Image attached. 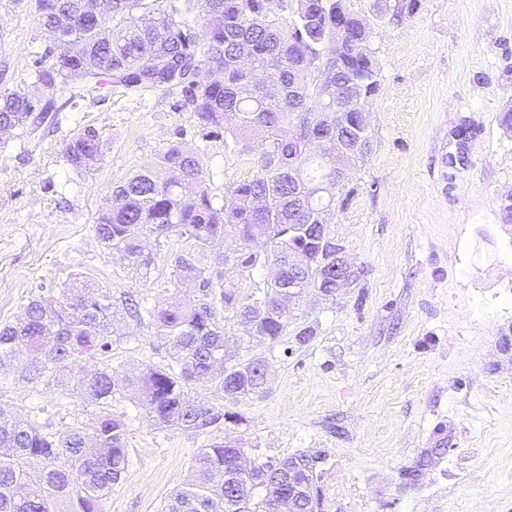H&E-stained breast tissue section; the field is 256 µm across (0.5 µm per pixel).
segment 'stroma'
Segmentation results:
<instances>
[{
	"label": "stroma",
	"mask_w": 512,
	"mask_h": 512,
	"mask_svg": "<svg viewBox=\"0 0 512 512\" xmlns=\"http://www.w3.org/2000/svg\"><path fill=\"white\" fill-rule=\"evenodd\" d=\"M372 47L380 86L366 109L371 149L345 183L331 229L357 283L326 300L306 289L292 300L288 333L248 342L227 322L228 345L269 365L266 395L233 405L239 422L210 433L156 428L127 398L128 465L103 512H161L190 472L197 448L242 440L248 455L322 453L324 512H512V0H389ZM47 35L29 0H0L1 85L38 97L32 72ZM177 92L107 87L86 95L62 128L38 138L0 136V326L39 287L61 291L81 278L114 301H188L172 275L175 241L155 247L148 280L136 278L96 236L115 185L153 160L194 118ZM98 128L102 157L76 172L63 132ZM207 187L222 197L249 169L246 155L211 143ZM309 326L313 338L297 342ZM112 370L165 359L154 326L125 320ZM18 411L73 422L53 387L0 394Z\"/></svg>",
	"instance_id": "stroma-1"
}]
</instances>
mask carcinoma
Segmentation results:
<instances>
[{
	"label": "carcinoma",
	"instance_id": "obj_1",
	"mask_svg": "<svg viewBox=\"0 0 512 512\" xmlns=\"http://www.w3.org/2000/svg\"><path fill=\"white\" fill-rule=\"evenodd\" d=\"M43 28L59 27L61 41L40 53L35 82L51 97L32 103L27 93L0 90V130L26 138L59 124L84 94L111 82L128 90H176L181 108L196 120L201 140H223L253 156L255 170L215 201L206 186V149L171 142L154 161L132 173L97 215L95 233L140 279L154 254L145 238H176L173 276L190 285L196 300L119 311L112 291L78 281L57 298L32 296L22 315L0 328V390L9 389L14 364L25 362L28 388L56 384L62 398H76L91 417L63 429L46 418L0 407V512H102V501L127 468L126 422L112 412L117 388L161 429L219 430L238 414L202 398L212 390L231 402L267 392L268 368L259 357L227 350L224 323L243 312L254 321L249 340L276 341L288 331V312L277 299L299 276L304 287L336 297V275L302 240L288 249L270 243L272 224H318L336 206V171L349 170L365 154L336 146L306 147L303 129L317 123L331 137L349 132L378 92L379 67L371 29L351 0H31ZM291 17H283V12ZM51 58L49 66L43 61ZM330 77H322L323 69ZM65 156L89 171L101 159L93 125L77 126L65 139ZM241 271L279 257L283 280L241 296L224 284L212 260L225 256ZM150 323L169 363L144 364L117 383L112 376L114 327L124 315ZM92 369L73 375L82 358ZM240 442L198 449L190 474L169 495L162 512H269L288 481L311 485L290 512H323L322 469L306 454L234 468Z\"/></svg>",
	"mask_w": 512,
	"mask_h": 512
}]
</instances>
